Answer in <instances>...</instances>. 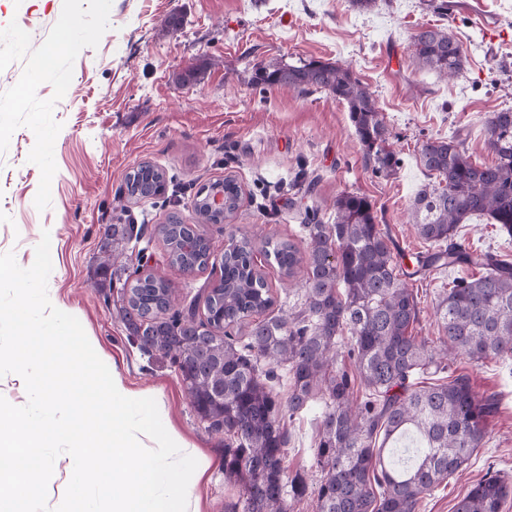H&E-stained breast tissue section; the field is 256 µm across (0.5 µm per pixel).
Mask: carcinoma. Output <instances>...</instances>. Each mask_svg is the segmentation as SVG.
I'll list each match as a JSON object with an SVG mask.
<instances>
[{
	"label": "carcinoma",
	"mask_w": 512,
	"mask_h": 512,
	"mask_svg": "<svg viewBox=\"0 0 512 512\" xmlns=\"http://www.w3.org/2000/svg\"><path fill=\"white\" fill-rule=\"evenodd\" d=\"M412 47L419 62L443 77L459 74L463 46L448 31H418ZM269 86L320 87L345 103L369 162L390 175L397 165L388 130L369 88L346 68L322 61L262 68ZM492 165L470 160L457 136L428 139L419 161L435 180L421 185L411 221L431 250L416 255L417 269L400 268L371 201L343 192L334 200L335 221L304 225L308 242L300 252L288 241H267L266 253L290 277L306 269L303 302L290 314L249 322L268 311L274 298L254 267V244L230 237L221 254V277L204 298V317L171 312L173 286L153 275L125 279L119 314L143 350L178 366L197 415L224 430V475L242 493V512H293L306 491L301 477L286 476L287 420L321 399L325 409L317 435L321 477L317 512H420L436 487L455 477L482 447L499 412L494 394L478 396L470 378L457 375L431 386L425 373L448 369V355L479 362L512 358V262L471 254L457 241L458 225L484 217L512 236V109L486 120ZM166 172L149 162L127 175L128 199L159 194ZM226 214L209 211L199 195V224H222L239 208L241 189L222 182ZM168 262L179 269L208 266L214 249L197 228L172 216L157 227ZM112 242L140 243L132 224L112 225ZM479 264L485 272L452 281L436 304L443 336L431 346L410 332L418 317L410 280L426 270ZM113 275L128 271L124 253L101 263ZM247 335H239L242 326ZM289 375L287 402L271 381ZM364 388L357 396L355 382ZM512 483L490 476L469 490L455 512H502Z\"/></svg>",
	"instance_id": "obj_1"
}]
</instances>
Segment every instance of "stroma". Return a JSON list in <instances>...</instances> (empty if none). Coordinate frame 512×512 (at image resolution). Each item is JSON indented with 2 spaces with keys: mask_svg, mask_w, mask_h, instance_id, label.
Here are the masks:
<instances>
[{
  "mask_svg": "<svg viewBox=\"0 0 512 512\" xmlns=\"http://www.w3.org/2000/svg\"><path fill=\"white\" fill-rule=\"evenodd\" d=\"M448 5L442 14L430 0H376L367 10L352 0H0V254L30 267L42 234L50 235L51 303L75 316L102 361L210 459L193 491L204 512H228L239 500V487L224 479L225 435L200 420L177 366L143 353L128 335L116 311L121 284L100 267L112 247L104 229L141 226L140 272L169 280L181 309L202 308L203 289L220 269L172 267L155 228L172 213L197 224L198 191L228 175L242 188L238 211L230 223L198 230L218 249L232 234L255 241L272 314L300 303L304 274L282 276L264 254L266 241L306 250V210L332 223L340 193L369 197L395 257L410 262L427 249L408 222L429 180L417 161L421 143L456 133L475 163H492L485 121L512 108V0ZM65 20L70 44L45 64L43 51ZM426 27L448 29L462 43L457 77L415 59L412 38ZM310 60L349 67L369 87L400 159L393 175L366 163L346 105L329 91L254 82L259 68ZM145 161L166 170L165 189L127 201L125 177ZM458 239L473 253L512 260V237L484 218L460 225ZM480 272L463 265L414 277V335L438 344L434 311L444 285ZM461 373L475 393L498 394L499 413L463 475L435 488L421 512H454L489 475L512 480V359L460 357L447 374ZM322 408L314 401L288 424L287 474L307 483L294 512H317Z\"/></svg>",
  "mask_w": 512,
  "mask_h": 512,
  "instance_id": "stroma-1",
  "label": "stroma"
}]
</instances>
